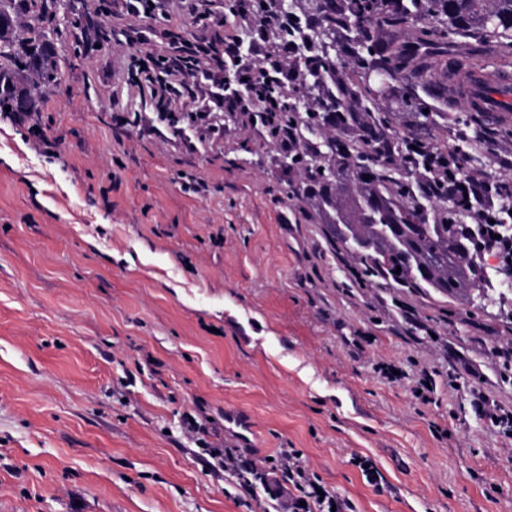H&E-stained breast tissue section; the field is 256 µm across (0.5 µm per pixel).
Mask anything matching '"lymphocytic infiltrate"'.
<instances>
[{"label":"lymphocytic infiltrate","mask_w":512,"mask_h":512,"mask_svg":"<svg viewBox=\"0 0 512 512\" xmlns=\"http://www.w3.org/2000/svg\"><path fill=\"white\" fill-rule=\"evenodd\" d=\"M241 68L246 64L241 54V42L232 31L215 36L208 44H189L171 39L167 53L148 57L137 72L138 82L154 85L153 95L160 109H168L172 95L168 90L170 78H177L180 87L191 102L185 117L200 137H207L221 129V121L228 112L239 109L237 99L224 92V67ZM284 469L281 479H271L269 471L245 468L240 478L243 484L259 480L266 485L269 495L276 499L280 512H352L347 500L332 494H320V480L300 461L297 450L283 451ZM292 493H285V486Z\"/></svg>","instance_id":"f902f5d3"}]
</instances>
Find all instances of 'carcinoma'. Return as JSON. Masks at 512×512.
Instances as JSON below:
<instances>
[{
    "mask_svg": "<svg viewBox=\"0 0 512 512\" xmlns=\"http://www.w3.org/2000/svg\"><path fill=\"white\" fill-rule=\"evenodd\" d=\"M61 0H0V112L29 115L38 111L37 93L49 94L60 80L54 36L56 6ZM262 19L281 16L286 23L270 39V66L247 79L234 71L245 101L263 96L275 102L270 112H229L247 118L275 139L286 134L297 142L280 151L288 169L306 172L303 185L291 192L311 202L327 217L342 206L347 175L359 184L351 223L372 237V250L352 254L368 277L399 288L432 290L450 299L477 293L486 299L497 289L474 251L459 261V239L482 240L478 216L494 201L491 219L499 236L512 239V178L489 182L474 175L478 150L495 132L484 112L457 84L460 75L487 67L492 49L503 66L512 64V0H305L286 10L282 0H237ZM27 14L24 34L16 18ZM402 26L419 29L410 45L385 35ZM471 32L468 48L444 60L448 39ZM294 53L298 79L280 96L276 58ZM403 90L401 103L414 121L396 127L377 109L383 89ZM424 91L448 106L440 112L418 96ZM472 131L466 140L442 138L440 123L456 120ZM336 132L332 138L323 131ZM424 265L429 275L419 273ZM401 272H396V267Z\"/></svg>",
    "mask_w": 512,
    "mask_h": 512,
    "instance_id": "obj_1",
    "label": "carcinoma"
}]
</instances>
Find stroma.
Returning a JSON list of instances; mask_svg holds the SVG:
<instances>
[{
	"instance_id": "1",
	"label": "stroma",
	"mask_w": 512,
	"mask_h": 512,
	"mask_svg": "<svg viewBox=\"0 0 512 512\" xmlns=\"http://www.w3.org/2000/svg\"><path fill=\"white\" fill-rule=\"evenodd\" d=\"M197 2L107 17L71 0L61 84L32 115L0 112V512H275L210 456L227 445L261 469L299 450L356 512H512V434L478 408L512 412V292L363 276L289 195L305 172L273 140L154 118L131 66L168 30L207 43ZM76 20L110 41L74 38ZM474 173L512 175V138Z\"/></svg>"
}]
</instances>
